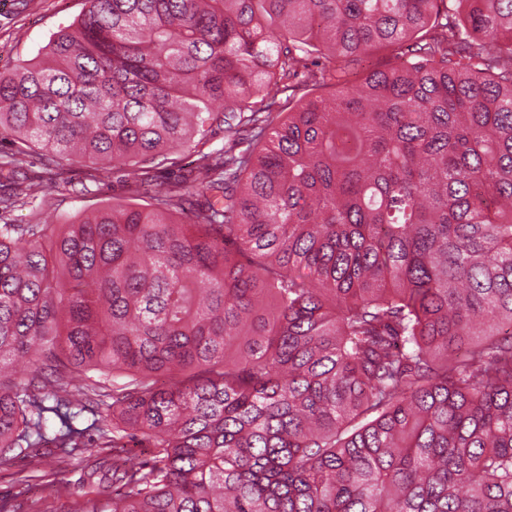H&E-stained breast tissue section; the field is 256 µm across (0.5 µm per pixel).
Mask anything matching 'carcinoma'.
Masks as SVG:
<instances>
[{
	"label": "carcinoma",
	"instance_id": "obj_1",
	"mask_svg": "<svg viewBox=\"0 0 512 512\" xmlns=\"http://www.w3.org/2000/svg\"><path fill=\"white\" fill-rule=\"evenodd\" d=\"M87 4L0 72V172L194 161L0 224V466L92 429L155 461L80 512H512V0Z\"/></svg>",
	"mask_w": 512,
	"mask_h": 512
}]
</instances>
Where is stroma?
Wrapping results in <instances>:
<instances>
[{
  "mask_svg": "<svg viewBox=\"0 0 512 512\" xmlns=\"http://www.w3.org/2000/svg\"><path fill=\"white\" fill-rule=\"evenodd\" d=\"M85 9V0H0V71L33 59L52 33L78 20ZM25 172L33 191L14 206L0 208V224H65L132 200L126 173L117 166L99 170L74 161L48 172L34 156ZM111 455L108 448L69 456L55 448L28 449L0 469V504L10 512H77L89 496L90 466Z\"/></svg>",
  "mask_w": 512,
  "mask_h": 512,
  "instance_id": "obj_1",
  "label": "stroma"
}]
</instances>
